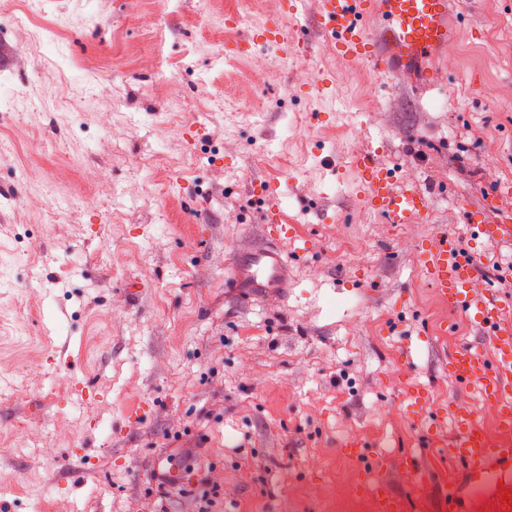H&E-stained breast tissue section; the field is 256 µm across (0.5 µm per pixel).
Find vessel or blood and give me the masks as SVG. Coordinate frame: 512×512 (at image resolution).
Segmentation results:
<instances>
[{
  "instance_id": "vessel-or-blood-1",
  "label": "vessel or blood",
  "mask_w": 512,
  "mask_h": 512,
  "mask_svg": "<svg viewBox=\"0 0 512 512\" xmlns=\"http://www.w3.org/2000/svg\"><path fill=\"white\" fill-rule=\"evenodd\" d=\"M451 0H318L316 28L331 41L337 57L368 62L378 74L409 79L423 89L439 87L435 58L448 42ZM284 39L279 20H269L252 38L225 44L226 52L248 53L252 43ZM366 188L369 209L390 224H415L428 218L431 199L417 191H396L392 178L370 153L353 162ZM265 193L275 236H292L283 221L275 186ZM288 263L274 248L265 247L234 261L227 271L228 287L245 295H274L285 284ZM421 270L442 302L479 323L487 331L491 360L482 359L468 344L448 356V371L461 385H479L493 406L498 427L507 440L490 441L468 408L453 412L456 434L448 444L450 459L467 471L468 488L486 491L494 507L512 512L503 500L512 490V300L487 290L476 292L477 263L452 237H436L424 247Z\"/></svg>"
}]
</instances>
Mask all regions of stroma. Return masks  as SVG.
Here are the masks:
<instances>
[{
    "instance_id": "1",
    "label": "stroma",
    "mask_w": 512,
    "mask_h": 512,
    "mask_svg": "<svg viewBox=\"0 0 512 512\" xmlns=\"http://www.w3.org/2000/svg\"><path fill=\"white\" fill-rule=\"evenodd\" d=\"M288 2L0 0V512H191L206 478L216 512H378L381 483L442 512L463 489L453 404L486 429L491 411L448 354L479 330L419 246L456 237L512 295V244L470 220L512 224V0H454L426 95L337 63L317 0ZM271 18L283 45L224 57ZM301 39L335 101L283 67ZM267 147L287 166L257 162ZM361 151L431 196L426 222L366 206ZM260 183L294 238L273 236ZM265 246L288 283L243 299L227 265Z\"/></svg>"
}]
</instances>
